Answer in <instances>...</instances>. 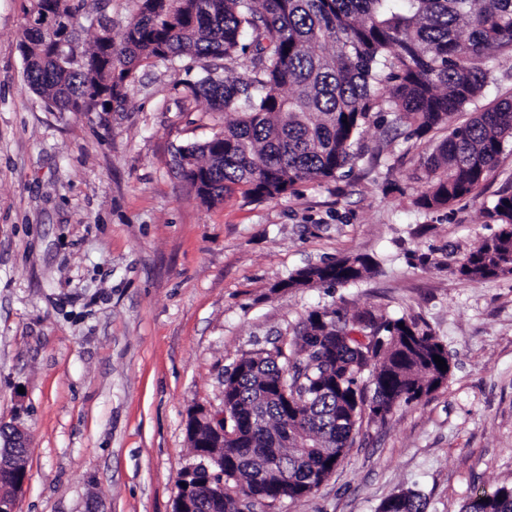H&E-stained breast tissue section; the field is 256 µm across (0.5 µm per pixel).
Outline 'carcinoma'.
Returning a JSON list of instances; mask_svg holds the SVG:
<instances>
[{"label":"carcinoma","mask_w":512,"mask_h":512,"mask_svg":"<svg viewBox=\"0 0 512 512\" xmlns=\"http://www.w3.org/2000/svg\"><path fill=\"white\" fill-rule=\"evenodd\" d=\"M84 4L30 0V10L61 26ZM21 52L28 87L57 112L109 111L149 62L198 64L205 75L188 88L234 118L205 143L176 147V174L206 204L237 189L273 200L300 182L343 176L384 102L420 138L478 99L490 63L512 59V0H140L122 42L100 23L81 65L60 66L40 31L24 30ZM238 66L243 73L229 75ZM509 140L512 96L451 128L423 158L416 204L449 207L474 193ZM492 211L501 228L458 261L464 280L512 276V193ZM373 268L367 255L347 256L299 270L288 287L355 283ZM435 355L450 362L416 322L370 311L348 321L326 308L308 314L300 343L242 354L224 374V492L199 474L192 512H244V496L265 507L309 496L364 419L383 423L396 405L447 383L451 370H440ZM270 454L288 464V485L260 476ZM379 512H426V502L401 490ZM461 512H512V487L484 490Z\"/></svg>","instance_id":"carcinoma-1"}]
</instances>
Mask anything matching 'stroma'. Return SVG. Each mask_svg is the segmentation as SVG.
I'll return each mask as SVG.
<instances>
[{"instance_id":"35a3bbf8","label":"stroma","mask_w":512,"mask_h":512,"mask_svg":"<svg viewBox=\"0 0 512 512\" xmlns=\"http://www.w3.org/2000/svg\"><path fill=\"white\" fill-rule=\"evenodd\" d=\"M27 0H0V422L28 438L18 512H172L192 459L188 409L221 410L242 353L299 340L310 311L416 321L452 373L428 398L363 425L335 473L269 512H377L401 489L460 512L512 485V277L464 280L457 261L499 225L512 144L474 194L426 210L420 162L450 127L512 95V61L425 137L374 113L348 176L208 205L177 177L176 147L225 115L185 72L141 67L107 112H54L24 81ZM370 256L373 273L282 289L305 267Z\"/></svg>"}]
</instances>
